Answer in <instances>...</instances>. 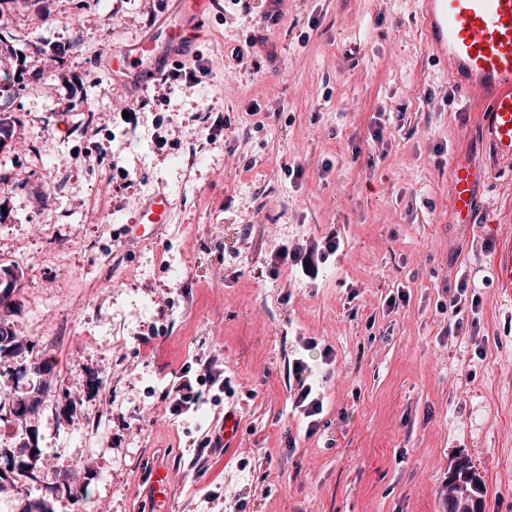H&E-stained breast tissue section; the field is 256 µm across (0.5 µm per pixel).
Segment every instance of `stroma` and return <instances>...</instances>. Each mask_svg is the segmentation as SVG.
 <instances>
[{
  "instance_id": "35a3bbf8",
  "label": "stroma",
  "mask_w": 512,
  "mask_h": 512,
  "mask_svg": "<svg viewBox=\"0 0 512 512\" xmlns=\"http://www.w3.org/2000/svg\"><path fill=\"white\" fill-rule=\"evenodd\" d=\"M174 10L0 9L22 84L0 147V269L14 274L6 320L23 344L0 356V512L31 500L151 512L156 459L170 467L171 512H225L238 498L241 512H443L462 459L485 480L484 512H512V325L489 286L477 336H443L437 309L459 269L490 272L488 227L452 221L447 158L486 146L416 0H210L204 36L180 60L207 65L200 85L174 86L163 103L132 95L107 47L163 35ZM72 14L80 25L63 24ZM254 35L266 43L247 50ZM132 101L133 128L119 114ZM380 112L405 120L377 144ZM157 193L172 223L127 244ZM333 229L344 246L317 284L265 266L278 246ZM401 286L408 301L384 313ZM310 338L332 351L325 413L292 448L288 359ZM212 355L231 395L172 415L169 391ZM32 361L43 376L25 373ZM39 380L38 410L17 415ZM228 409L236 447L199 458L203 431ZM25 442L49 484L21 478Z\"/></svg>"
}]
</instances>
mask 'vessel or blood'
I'll list each match as a JSON object with an SVG mask.
<instances>
[{
    "instance_id": "b4317fda",
    "label": "vessel or blood",
    "mask_w": 512,
    "mask_h": 512,
    "mask_svg": "<svg viewBox=\"0 0 512 512\" xmlns=\"http://www.w3.org/2000/svg\"><path fill=\"white\" fill-rule=\"evenodd\" d=\"M419 20L428 44L444 63L450 83L471 100L481 115V133L488 158L467 153L450 160V202L455 223L477 224L480 196L499 172L512 176V0H419ZM179 26L165 41L145 37L137 47L111 51L113 75L131 73L139 91L171 61L188 55L195 45L194 31L204 23L206 0H176ZM167 197L155 195L142 205L135 235L158 231L171 223ZM489 257L493 288L499 307L512 311V219L493 225ZM167 464L150 467L147 493L155 512H169L171 487Z\"/></svg>"
}]
</instances>
